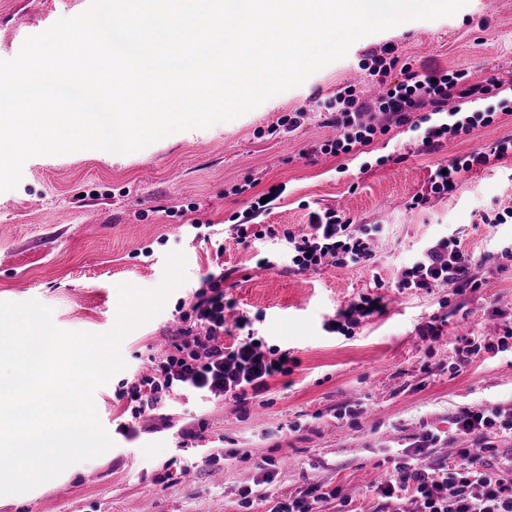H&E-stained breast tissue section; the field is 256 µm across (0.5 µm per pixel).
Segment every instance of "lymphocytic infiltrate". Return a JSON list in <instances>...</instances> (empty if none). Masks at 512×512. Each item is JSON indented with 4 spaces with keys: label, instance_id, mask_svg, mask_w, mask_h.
<instances>
[{
    "label": "lymphocytic infiltrate",
    "instance_id": "obj_1",
    "mask_svg": "<svg viewBox=\"0 0 512 512\" xmlns=\"http://www.w3.org/2000/svg\"><path fill=\"white\" fill-rule=\"evenodd\" d=\"M364 68L386 89L374 101L352 86L338 93L327 105L338 134L318 145L321 154H351L375 137L403 126L420 131V151H436L444 142L468 139L474 129L492 125L497 112H469L465 106L505 91L497 77L475 82L464 67L413 68L401 62L392 45L371 55ZM510 153L511 136L491 150L475 149L452 158L444 168L434 169L427 191L413 196L412 207L424 206L433 197L452 195L464 174L491 167ZM309 227L306 233H283L288 242L289 272L300 274L324 265L372 264L375 253L367 227L348 224L332 209L310 212ZM475 264L458 239L442 237L427 245L403 270L396 286L402 291L427 293L449 286L460 294L473 293L482 286L472 272ZM224 307V273L208 272L181 313L182 326L172 337L165 358L152 373L134 378L117 392V400H128L133 418L161 416L170 398L186 391L222 395L242 408L268 394L272 378L287 374L286 361L264 352L253 334L225 344ZM454 425L455 436L465 438L466 447L458 449L453 459L437 460L430 467L420 466L419 461L440 445L442 435L427 433L413 447L403 449L393 474L377 488L372 512H512V475L497 472L495 448L487 439L494 431L512 434V407L469 409L456 417ZM342 496L340 486L317 481L288 499L261 491L242 506L248 510L259 500L268 503L267 512H319L320 504Z\"/></svg>",
    "mask_w": 512,
    "mask_h": 512
}]
</instances>
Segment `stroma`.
<instances>
[{"label":"stroma","mask_w":512,"mask_h":512,"mask_svg":"<svg viewBox=\"0 0 512 512\" xmlns=\"http://www.w3.org/2000/svg\"><path fill=\"white\" fill-rule=\"evenodd\" d=\"M89 0H0V59L14 58L30 34L83 12ZM395 46L401 60L443 68H469L474 80L496 76L512 84V0H468L456 15L411 20L358 39L347 55L238 118L206 129L175 132L121 156L80 150L28 159L15 189L0 193V301L36 299L64 330L103 334L117 319L121 284L158 286L166 257H186L187 281L162 311L123 340L125 368L94 393L113 445L81 462L63 482L0 505V512H264L245 509L242 496L271 475L277 498L298 495L316 481L342 487L350 507L325 512H368L397 450L429 432L449 433L462 411L512 406V349L463 357L456 337L490 342L512 316V267L501 253L512 247V222L485 224L483 213L512 208V154L466 174L452 196L429 208L409 209L425 191L445 151H419L415 132L399 127L359 153H314L333 135L323 104L347 86L373 94L362 64ZM302 110L293 132L279 119ZM384 165H377L379 157ZM256 183L271 194L265 211L249 214L236 189ZM333 209L354 224H376V259L370 266L327 267L288 273L282 231L308 229L312 209ZM273 226L276 238L240 245L230 227ZM205 225L197 235L196 225ZM457 235L481 259L476 277L487 288L465 295L397 292L403 269L432 240ZM270 267H259L260 259ZM224 265V291L265 348L290 353L288 373L277 376L264 403H234L195 393L174 396L169 424L132 420L115 395L145 371L149 353H163L179 327V314L215 263ZM381 297L385 309L361 319L350 333L325 329L359 296ZM437 341L421 339L427 322ZM356 416H340L346 405ZM136 422L128 438L122 424ZM204 424L203 439L183 444L179 429ZM188 476H179V469Z\"/></svg>","instance_id":"obj_1"}]
</instances>
